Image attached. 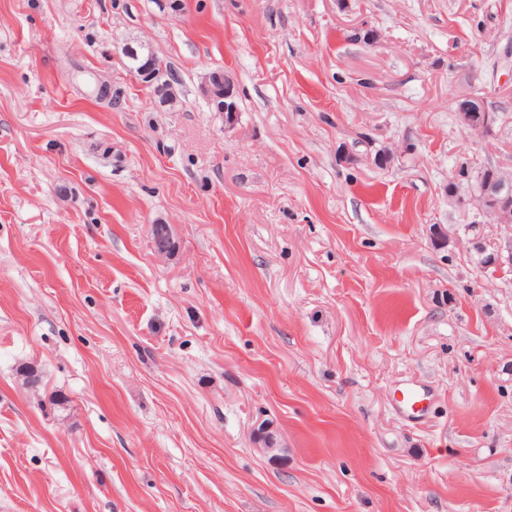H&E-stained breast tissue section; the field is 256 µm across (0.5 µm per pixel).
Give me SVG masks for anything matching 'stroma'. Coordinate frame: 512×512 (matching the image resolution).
Segmentation results:
<instances>
[{
  "mask_svg": "<svg viewBox=\"0 0 512 512\" xmlns=\"http://www.w3.org/2000/svg\"><path fill=\"white\" fill-rule=\"evenodd\" d=\"M464 164L512 176V0H0V512H512V270L471 244L512 224ZM140 64V68L133 72L137 82L162 99L164 105L174 104L177 101V91L169 70L158 66L150 55L144 56ZM204 93L210 105H214L219 112H224L225 125H234L238 108L237 91L233 80L223 73H212ZM458 112L462 124L473 131L488 129L494 120L493 116L484 106V102L475 97L462 100L458 105ZM473 247L479 254L485 256L484 262L481 263V268L484 272H491L492 274L499 272L505 263L512 266V242L507 250L508 255L505 257L502 253V247H497L492 253H486L483 243L479 236L472 239ZM400 403L408 417L414 419L425 415L430 401V394L424 388L407 384L400 389Z\"/></svg>",
  "mask_w": 512,
  "mask_h": 512,
  "instance_id": "obj_1",
  "label": "stroma"
}]
</instances>
